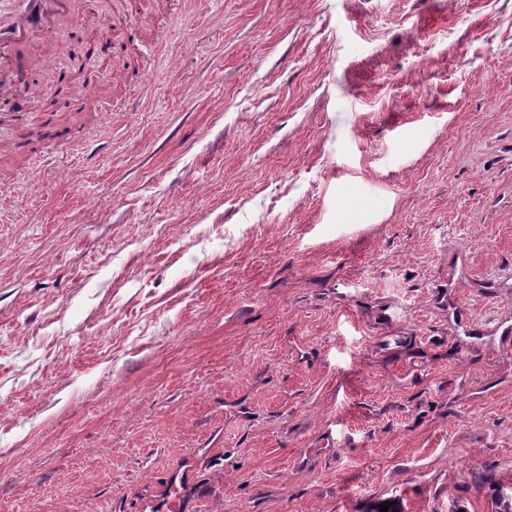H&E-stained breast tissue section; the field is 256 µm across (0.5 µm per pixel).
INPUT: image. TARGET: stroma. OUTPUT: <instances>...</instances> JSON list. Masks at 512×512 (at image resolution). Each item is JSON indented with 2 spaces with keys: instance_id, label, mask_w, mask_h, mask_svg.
I'll return each instance as SVG.
<instances>
[{
  "instance_id": "stroma-1",
  "label": "stroma",
  "mask_w": 512,
  "mask_h": 512,
  "mask_svg": "<svg viewBox=\"0 0 512 512\" xmlns=\"http://www.w3.org/2000/svg\"><path fill=\"white\" fill-rule=\"evenodd\" d=\"M0 150V512H491L512 0H82Z\"/></svg>"
}]
</instances>
